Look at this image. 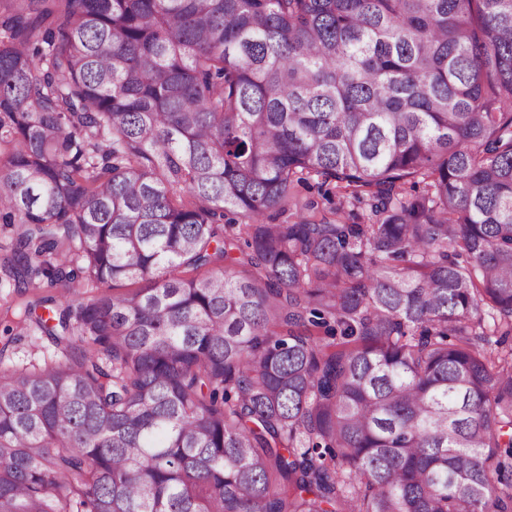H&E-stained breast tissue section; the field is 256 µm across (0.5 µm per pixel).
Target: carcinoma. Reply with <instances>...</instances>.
Wrapping results in <instances>:
<instances>
[{
  "instance_id": "carcinoma-1",
  "label": "carcinoma",
  "mask_w": 512,
  "mask_h": 512,
  "mask_svg": "<svg viewBox=\"0 0 512 512\" xmlns=\"http://www.w3.org/2000/svg\"><path fill=\"white\" fill-rule=\"evenodd\" d=\"M0 220L130 285L4 329L0 512H512V0H0ZM15 342L5 352L3 367L10 369L32 368V365L39 366L45 361L58 359L60 351L47 336H40L37 333H22L15 336Z\"/></svg>"
}]
</instances>
